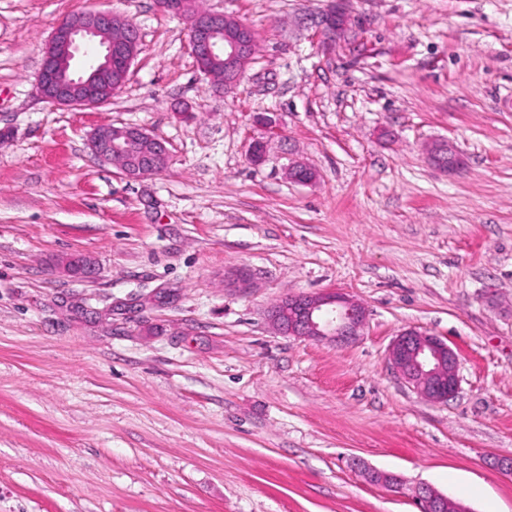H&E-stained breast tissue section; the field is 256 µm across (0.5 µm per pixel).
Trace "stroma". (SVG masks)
Here are the masks:
<instances>
[{"label": "stroma", "mask_w": 512, "mask_h": 512, "mask_svg": "<svg viewBox=\"0 0 512 512\" xmlns=\"http://www.w3.org/2000/svg\"><path fill=\"white\" fill-rule=\"evenodd\" d=\"M328 3L200 0L258 33L222 94L156 0H0V512H420L422 483L512 512V0H344L325 53ZM88 9L140 51L110 104L57 107L43 48ZM257 112L281 130L258 166ZM102 125L169 164L101 163ZM439 139L458 172L429 163ZM328 290L365 307L356 340L274 330L277 302ZM408 328L456 352L448 402L391 368ZM344 23L345 15L342 7L336 5L335 1H331L327 10L320 15L317 21L320 32L319 46L323 52H330L335 48ZM148 143L149 150L138 149ZM93 154L103 163H116L130 179H141L166 168L170 151L166 143L146 130L132 126L103 125L89 137Z\"/></svg>", "instance_id": "35a3bbf8"}]
</instances>
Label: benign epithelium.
I'll list each match as a JSON object with an SVG mask.
<instances>
[{
    "instance_id": "benign-epithelium-1",
    "label": "benign epithelium",
    "mask_w": 512,
    "mask_h": 512,
    "mask_svg": "<svg viewBox=\"0 0 512 512\" xmlns=\"http://www.w3.org/2000/svg\"><path fill=\"white\" fill-rule=\"evenodd\" d=\"M162 7L187 20L194 57L205 61L224 55V72L204 69L202 73L215 78L226 93L235 89L252 60L255 32L242 23L225 26L224 14L196 11L192 0H163ZM344 23L342 7L331 3L317 21L322 51L335 48ZM139 44L136 27L115 13L68 14L59 21L44 48L36 92L57 106L74 109L104 106L122 88ZM253 123L262 135L251 142L249 158L259 165L265 161L268 139L278 134V127L265 113L254 114ZM89 146L101 162L118 164L130 179L156 174L170 157L163 140L132 126H100L90 134ZM430 160L444 172L454 171L461 165L457 149L449 142L436 145ZM287 174L289 180L301 184L316 178L315 170L301 162L288 166ZM271 319L284 334L345 343L359 335L366 311L346 294L328 291L289 296L271 309ZM388 359L399 377L430 401L443 403L457 393V355L437 336L406 329L392 341ZM417 499L422 512H470L463 503L453 502L428 486L417 489Z\"/></svg>"
}]
</instances>
